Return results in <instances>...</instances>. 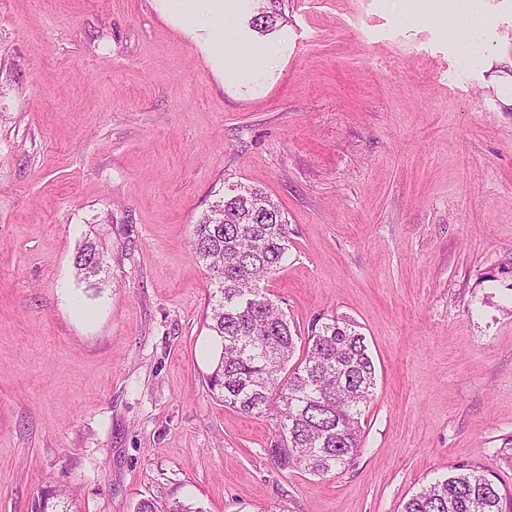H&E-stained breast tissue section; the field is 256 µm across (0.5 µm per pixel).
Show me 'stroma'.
Segmentation results:
<instances>
[{
    "instance_id": "35a3bbf8",
    "label": "stroma",
    "mask_w": 512,
    "mask_h": 512,
    "mask_svg": "<svg viewBox=\"0 0 512 512\" xmlns=\"http://www.w3.org/2000/svg\"><path fill=\"white\" fill-rule=\"evenodd\" d=\"M479 3L477 67L430 0H286L268 35L242 0L223 82L158 0H0V512H401L462 466L512 496V0ZM236 183L288 219L267 289L298 333L366 336L335 475L276 468L270 422L207 386L191 241ZM78 257L74 259V265L77 270L79 276H82L86 280H90L91 278H95L97 281L94 285H102L103 280L100 278H96L102 269V259L100 257V250L98 245L93 241H86L83 247L78 251ZM93 257H97L100 260V271L95 272L90 267V262Z\"/></svg>"
}]
</instances>
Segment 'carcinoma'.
<instances>
[{
	"mask_svg": "<svg viewBox=\"0 0 512 512\" xmlns=\"http://www.w3.org/2000/svg\"><path fill=\"white\" fill-rule=\"evenodd\" d=\"M249 26L267 33L284 18L285 0H257ZM291 229L277 201L256 187L231 185L195 225L193 253L211 273L208 329L221 350L208 377L226 407L273 422L268 454L281 469L327 476L362 448L361 417L375 386V364L360 326L346 316L313 319L302 356L300 336L261 283L288 261ZM87 241L74 265L97 279ZM504 497L476 468L438 479L402 512H503Z\"/></svg>",
	"mask_w": 512,
	"mask_h": 512,
	"instance_id": "obj_1",
	"label": "carcinoma"
}]
</instances>
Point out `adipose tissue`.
Instances as JSON below:
<instances>
[{"label": "adipose tissue", "mask_w": 512, "mask_h": 512, "mask_svg": "<svg viewBox=\"0 0 512 512\" xmlns=\"http://www.w3.org/2000/svg\"><path fill=\"white\" fill-rule=\"evenodd\" d=\"M230 0H160L163 15L189 36L216 75L224 73V44L210 30L223 19Z\"/></svg>", "instance_id": "adipose-tissue-1"}]
</instances>
